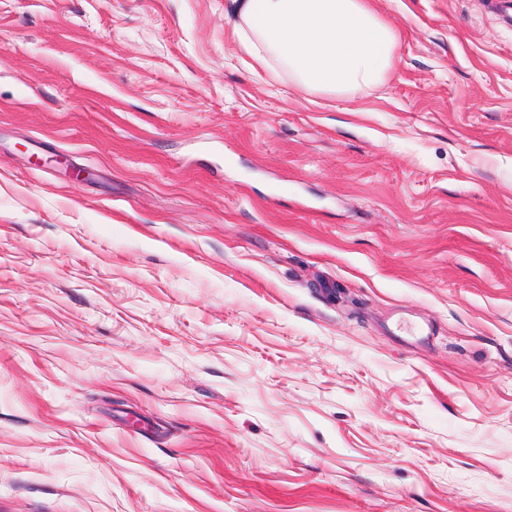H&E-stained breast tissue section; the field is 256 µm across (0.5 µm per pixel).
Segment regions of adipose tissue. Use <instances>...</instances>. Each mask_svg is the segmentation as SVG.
Segmentation results:
<instances>
[{"label": "adipose tissue", "instance_id": "obj_1", "mask_svg": "<svg viewBox=\"0 0 512 512\" xmlns=\"http://www.w3.org/2000/svg\"><path fill=\"white\" fill-rule=\"evenodd\" d=\"M233 34L290 85L339 96L381 85L395 58V29L370 0H230Z\"/></svg>", "mask_w": 512, "mask_h": 512}]
</instances>
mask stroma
<instances>
[{"instance_id":"1","label":"stroma","mask_w":512,"mask_h":512,"mask_svg":"<svg viewBox=\"0 0 512 512\" xmlns=\"http://www.w3.org/2000/svg\"><path fill=\"white\" fill-rule=\"evenodd\" d=\"M371 4L339 98L229 0H0V512H512V27Z\"/></svg>"}]
</instances>
